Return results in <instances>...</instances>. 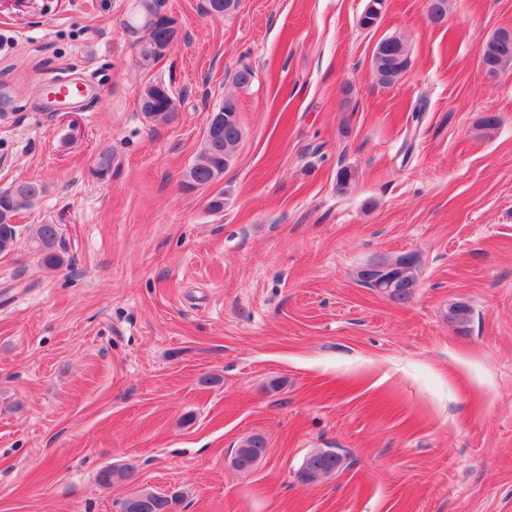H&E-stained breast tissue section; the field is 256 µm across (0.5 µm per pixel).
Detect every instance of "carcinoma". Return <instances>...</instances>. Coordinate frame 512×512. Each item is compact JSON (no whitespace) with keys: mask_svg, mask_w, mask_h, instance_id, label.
Segmentation results:
<instances>
[{"mask_svg":"<svg viewBox=\"0 0 512 512\" xmlns=\"http://www.w3.org/2000/svg\"><path fill=\"white\" fill-rule=\"evenodd\" d=\"M375 4L365 8L359 23L363 28L375 26L386 8V0H368ZM427 15L431 22L438 24L445 20L448 13V0H426ZM162 13L161 0H139L138 13L122 22V27L132 38L133 44L158 35V21ZM481 64L486 73L497 75L512 64V35L501 30L488 39L480 49ZM411 59L404 40L398 36L384 38L375 47L372 56V68L377 82L389 86L400 79L410 67ZM142 95L155 99V107L145 116L152 120L167 121L172 112L168 111L171 88L161 81L150 82L141 88ZM224 136L220 140L204 138L203 145L193 164L184 174V185L192 190L210 182L213 175H224V170L240 145L244 130L239 120L238 108L233 98L224 99ZM116 157L112 150H101L92 167V174L98 180L112 177V167ZM21 228L16 224L0 222V254L13 251ZM30 251L37 256L47 269H57L64 263L60 254L61 238L54 224H36L27 235ZM418 265L409 264L396 272V276L410 286V289H397L394 300L404 303L409 300L412 288L418 284ZM472 309L466 304H458L448 311V320L463 328L471 320ZM266 454V441L263 436L253 434L245 442V450L239 458L243 467L251 468ZM344 464V458L332 448L319 449L303 461L299 478L304 483H315L336 473ZM137 467L126 463L120 466H107L98 473V483L110 488L115 483H133L136 480ZM180 494H162L150 489H139L121 503V512H177Z\"/></svg>","mask_w":512,"mask_h":512,"instance_id":"cac0c4a2","label":"carcinoma"}]
</instances>
